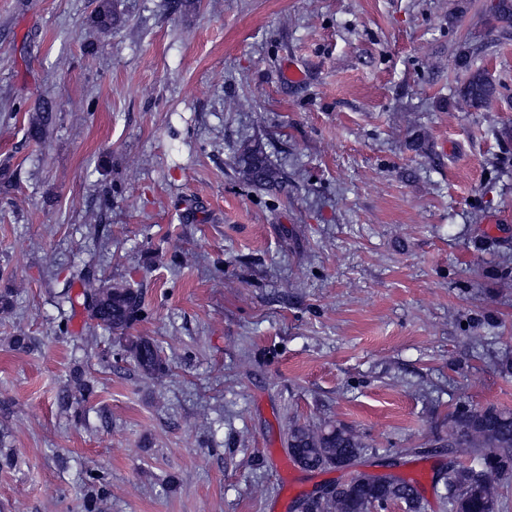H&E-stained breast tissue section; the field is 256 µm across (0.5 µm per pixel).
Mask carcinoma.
Here are the masks:
<instances>
[{
    "mask_svg": "<svg viewBox=\"0 0 512 512\" xmlns=\"http://www.w3.org/2000/svg\"><path fill=\"white\" fill-rule=\"evenodd\" d=\"M485 15L500 38H512V0H494L485 8ZM96 19L104 28L117 22L109 0H100ZM466 72L457 92L470 107L480 110L500 96V85L487 70L468 68ZM235 161L246 180L260 186L278 184V172L267 162L261 147L242 144ZM60 302L72 309L82 306L97 326L115 336L119 344L116 356L132 358L137 368L148 375L165 369L166 357L154 340L128 335L144 313L140 290L117 286L98 298L96 290L84 288L75 295L64 293ZM73 383L76 394L66 395V407L74 396L83 401L93 393V385L82 375L74 376ZM449 424L460 434L459 447L469 449L473 460L469 466L448 467L442 495L448 512H497L494 482L512 480V409L462 404L450 415ZM368 452L369 446L358 436L333 422L313 427L294 424L288 431V455L305 470L345 467ZM83 484L84 512H98L97 501L109 486L108 473L88 470ZM391 505H401L405 512H420L418 480L399 476L384 484L356 483L332 498L308 501L307 512H384Z\"/></svg>",
    "mask_w": 512,
    "mask_h": 512,
    "instance_id": "carcinoma-1",
    "label": "carcinoma"
}]
</instances>
